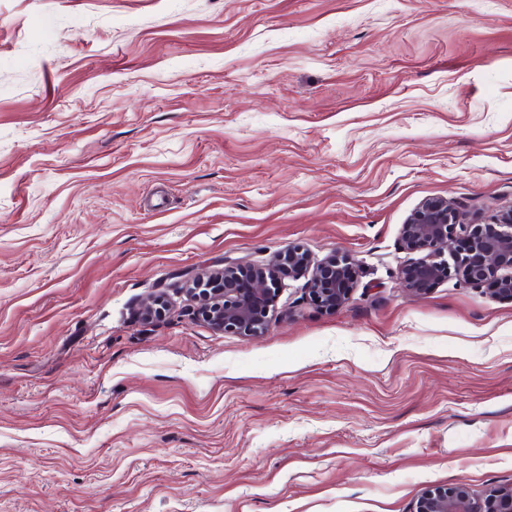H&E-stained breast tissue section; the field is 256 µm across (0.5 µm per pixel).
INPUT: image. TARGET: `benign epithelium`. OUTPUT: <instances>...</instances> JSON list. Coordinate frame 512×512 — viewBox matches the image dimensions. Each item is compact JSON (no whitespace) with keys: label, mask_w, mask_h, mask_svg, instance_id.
Here are the masks:
<instances>
[{"label":"benign epithelium","mask_w":512,"mask_h":512,"mask_svg":"<svg viewBox=\"0 0 512 512\" xmlns=\"http://www.w3.org/2000/svg\"><path fill=\"white\" fill-rule=\"evenodd\" d=\"M403 245L421 256L401 272L411 293L454 275L476 288L484 286L500 296L512 297V208L501 211L491 224H467L460 208L445 197H427L407 217L401 228ZM453 264L443 260L445 253ZM311 273L314 299L323 307L339 308L357 288L359 264L347 254L333 252L317 264L298 247L281 251L266 268H247L227 261L224 267L206 270L192 280L189 289L196 314L220 331L245 338L262 335L266 312L276 289L288 277ZM159 294L139 308L146 322L165 311ZM488 509L472 505L464 488L444 489L424 497L418 512H512V487L493 490L485 499Z\"/></svg>","instance_id":"1"}]
</instances>
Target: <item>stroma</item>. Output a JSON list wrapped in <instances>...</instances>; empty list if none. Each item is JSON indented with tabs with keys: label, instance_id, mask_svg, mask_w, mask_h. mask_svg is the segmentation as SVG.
Masks as SVG:
<instances>
[{
	"label": "stroma",
	"instance_id": "1",
	"mask_svg": "<svg viewBox=\"0 0 512 512\" xmlns=\"http://www.w3.org/2000/svg\"><path fill=\"white\" fill-rule=\"evenodd\" d=\"M432 196L512 207V0H0V512L512 486V299L401 283ZM291 246L351 255V300L195 315V275Z\"/></svg>",
	"mask_w": 512,
	"mask_h": 512
}]
</instances>
